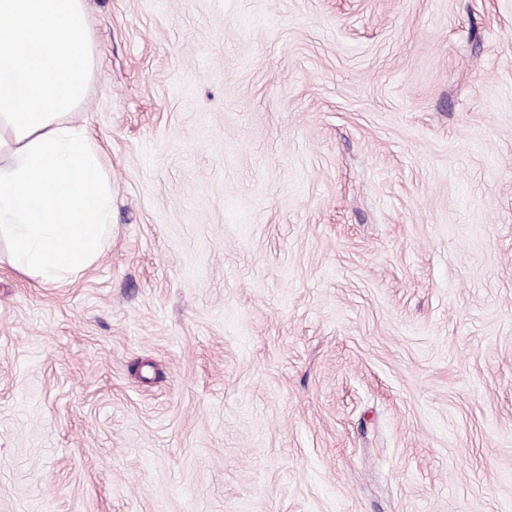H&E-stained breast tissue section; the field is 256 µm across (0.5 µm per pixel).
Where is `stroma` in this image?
Returning <instances> with one entry per match:
<instances>
[{
	"instance_id": "1",
	"label": "stroma",
	"mask_w": 512,
	"mask_h": 512,
	"mask_svg": "<svg viewBox=\"0 0 512 512\" xmlns=\"http://www.w3.org/2000/svg\"><path fill=\"white\" fill-rule=\"evenodd\" d=\"M112 181L0 242V512H512V0H88Z\"/></svg>"
}]
</instances>
